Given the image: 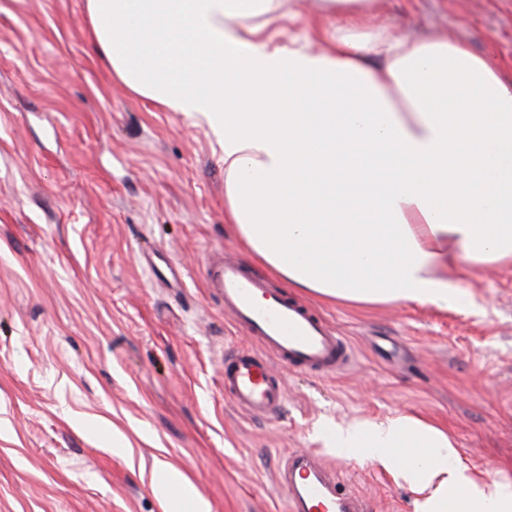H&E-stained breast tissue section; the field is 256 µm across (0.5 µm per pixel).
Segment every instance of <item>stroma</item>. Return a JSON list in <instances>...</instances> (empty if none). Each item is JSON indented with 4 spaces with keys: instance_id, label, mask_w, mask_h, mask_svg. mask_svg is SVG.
<instances>
[{
    "instance_id": "35a3bbf8",
    "label": "stroma",
    "mask_w": 512,
    "mask_h": 512,
    "mask_svg": "<svg viewBox=\"0 0 512 512\" xmlns=\"http://www.w3.org/2000/svg\"><path fill=\"white\" fill-rule=\"evenodd\" d=\"M86 0H0V512H162L155 462L212 512H290L277 471L305 450L367 512H411L326 422L408 413L475 472L512 480V266H462L460 303L359 309L289 290L348 340L334 375L283 365L277 416L224 394L254 346L205 286L250 260L224 221L223 151L196 116L130 94L90 46ZM402 32L445 31L512 69V0H390Z\"/></svg>"
}]
</instances>
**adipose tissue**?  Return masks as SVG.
Here are the masks:
<instances>
[{
    "label": "adipose tissue",
    "mask_w": 512,
    "mask_h": 512,
    "mask_svg": "<svg viewBox=\"0 0 512 512\" xmlns=\"http://www.w3.org/2000/svg\"><path fill=\"white\" fill-rule=\"evenodd\" d=\"M386 2L86 0V21L127 89L223 142L224 219L268 272L357 308L445 307L461 263H512V78L461 41L392 31ZM320 432L413 512H512V481L471 470L422 418ZM152 486L164 512H210L171 464Z\"/></svg>",
    "instance_id": "adipose-tissue-1"
}]
</instances>
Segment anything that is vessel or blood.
<instances>
[{
  "mask_svg": "<svg viewBox=\"0 0 512 512\" xmlns=\"http://www.w3.org/2000/svg\"><path fill=\"white\" fill-rule=\"evenodd\" d=\"M206 284L222 298L225 312L258 343L257 348H239L224 356V394L246 414L273 416L282 409L285 395L273 361L326 375L351 363L352 349L333 327L238 260L214 259L206 269ZM278 486L292 512L364 510L358 494L340 490L335 468L306 452L292 455L279 467Z\"/></svg>",
  "mask_w": 512,
  "mask_h": 512,
  "instance_id": "b4317fda",
  "label": "vessel or blood"
}]
</instances>
